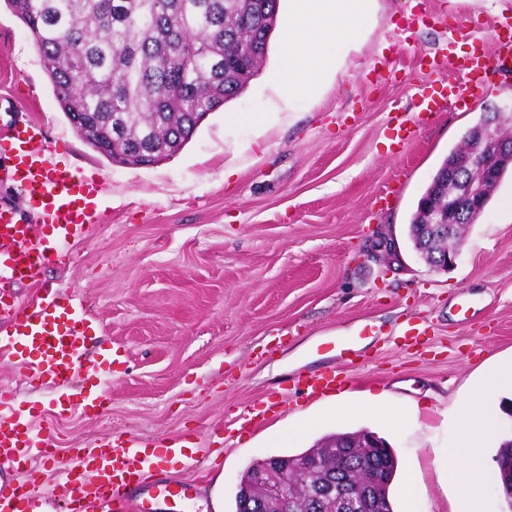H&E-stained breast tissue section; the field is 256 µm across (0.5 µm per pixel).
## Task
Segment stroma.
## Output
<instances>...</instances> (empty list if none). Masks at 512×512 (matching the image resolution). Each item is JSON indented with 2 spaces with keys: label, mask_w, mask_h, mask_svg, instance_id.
Masks as SVG:
<instances>
[{
  "label": "stroma",
  "mask_w": 512,
  "mask_h": 512,
  "mask_svg": "<svg viewBox=\"0 0 512 512\" xmlns=\"http://www.w3.org/2000/svg\"><path fill=\"white\" fill-rule=\"evenodd\" d=\"M367 40L319 97L287 99L268 80L277 43L245 91L210 113L190 142L152 167L112 164L61 111L28 29L0 0V133L43 122L46 138L102 185L96 223L63 248L37 280L11 284L15 299L41 288H82L93 323L87 347L112 364L98 415L73 411L75 392L34 387L0 353V385L14 388L25 421L49 423L65 454L120 435L148 444L157 477L179 481L165 446L183 440L203 458L204 512L218 495L235 512L243 473L291 456L335 432L385 438L398 466L395 512H451L459 492L437 465L453 439L452 406L475 381L512 358V172L465 233L452 270L415 252L416 204L467 129L487 112L512 111V68L490 65L489 92L416 124L420 85L457 81L423 57L492 43L512 24L487 0H379ZM415 123L409 144L393 127ZM396 240V255L375 247ZM421 325L418 339L399 336ZM336 370L342 394L384 395L406 414L339 418L305 401L298 376ZM282 401L286 414L212 444L215 428L250 406Z\"/></svg>",
  "instance_id": "obj_1"
}]
</instances>
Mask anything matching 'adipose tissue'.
I'll return each mask as SVG.
<instances>
[{
	"label": "adipose tissue",
	"mask_w": 512,
	"mask_h": 512,
	"mask_svg": "<svg viewBox=\"0 0 512 512\" xmlns=\"http://www.w3.org/2000/svg\"><path fill=\"white\" fill-rule=\"evenodd\" d=\"M282 17L280 53L284 63L271 76L289 97L313 96L322 81L337 74L349 52L367 37L378 10V0H287ZM512 390V360L501 363L476 399L454 403L455 438L451 454H466L469 465L458 469L446 462L450 483L463 491L454 512H478L483 485L484 450L500 392Z\"/></svg>",
	"instance_id": "1"
}]
</instances>
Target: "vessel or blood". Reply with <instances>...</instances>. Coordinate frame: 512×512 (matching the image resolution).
Returning <instances> with one entry per match:
<instances>
[{
	"label": "vessel or blood",
	"mask_w": 512,
	"mask_h": 512,
	"mask_svg": "<svg viewBox=\"0 0 512 512\" xmlns=\"http://www.w3.org/2000/svg\"><path fill=\"white\" fill-rule=\"evenodd\" d=\"M511 57L512 39L500 38L490 49L478 43L466 56H445V65L461 79L431 92L420 89V112H436L448 103L465 104L474 91L485 89L490 60ZM7 139V144H0V175L21 188L28 221L18 223L11 212L0 210V283L4 285L35 278L46 262L58 260L59 245L80 237L96 217L100 191L98 184L85 179L46 143L42 123L12 127ZM89 327L87 304L77 290L61 294L49 288L29 305L0 303V334L24 342L17 364L33 384L76 383L80 367L76 343L86 338ZM297 383L309 400L329 396L340 385L331 371L298 378ZM15 400L13 389L0 387V512H83L91 497L107 503L111 512H127L135 499L142 502L140 512H151L144 498L178 502L196 496L194 484L151 479V457L131 439L118 437L74 449L66 457L52 456L50 432L23 423ZM32 458L51 459L64 479L69 491L64 509H57L51 496L25 491L21 476Z\"/></svg>",
	"instance_id": "vessel-or-blood-1"
}]
</instances>
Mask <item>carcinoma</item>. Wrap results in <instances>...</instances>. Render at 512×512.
<instances>
[{
	"label": "carcinoma",
	"instance_id": "cac0c4a2",
	"mask_svg": "<svg viewBox=\"0 0 512 512\" xmlns=\"http://www.w3.org/2000/svg\"><path fill=\"white\" fill-rule=\"evenodd\" d=\"M278 0H6L31 32L61 111L77 134L107 159L136 149L165 155L186 142L195 116L237 97L265 58L266 29L276 24ZM415 210L414 249L427 260L444 251L426 244ZM368 431L336 432L321 445L350 444ZM288 512H339L327 500L315 507L288 501Z\"/></svg>",
	"mask_w": 512,
	"mask_h": 512
}]
</instances>
